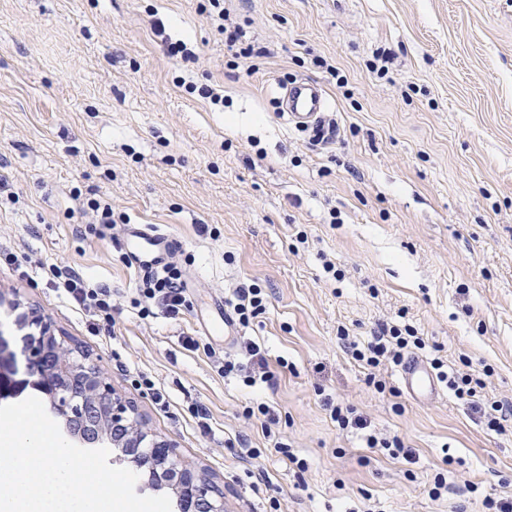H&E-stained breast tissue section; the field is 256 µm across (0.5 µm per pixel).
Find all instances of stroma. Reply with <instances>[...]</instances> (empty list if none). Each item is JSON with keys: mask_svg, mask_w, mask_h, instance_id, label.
I'll return each instance as SVG.
<instances>
[{"mask_svg": "<svg viewBox=\"0 0 512 512\" xmlns=\"http://www.w3.org/2000/svg\"><path fill=\"white\" fill-rule=\"evenodd\" d=\"M227 7L266 57L231 65L208 0H0V406L37 394L13 302L48 315L145 430L220 485L225 512H267L273 498L284 512H483L485 495H512V426L487 432L447 389L411 399L391 363L377 393L338 335L363 344L378 324L414 325L419 357L489 368L486 397L512 402V0ZM167 40L197 62L167 56ZM293 79L323 85L332 139L281 116ZM91 199L111 204V223ZM126 224L181 241V321L134 307L142 275L118 244ZM52 266L111 288L110 319L75 306ZM252 282L265 313L232 341L205 335L213 299ZM250 344L271 384L224 372L228 356L251 368ZM336 401L366 429H340ZM262 402L276 417L267 430L243 417ZM369 433L402 438L415 460L366 448ZM439 476L450 491L435 498Z\"/></svg>", "mask_w": 512, "mask_h": 512, "instance_id": "1", "label": "stroma"}]
</instances>
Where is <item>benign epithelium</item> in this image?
Masks as SVG:
<instances>
[{
	"label": "benign epithelium",
	"mask_w": 512,
	"mask_h": 512,
	"mask_svg": "<svg viewBox=\"0 0 512 512\" xmlns=\"http://www.w3.org/2000/svg\"><path fill=\"white\" fill-rule=\"evenodd\" d=\"M18 321L36 329L28 343V371L71 436L89 444L106 440L121 458L156 474L160 486L176 495L179 512H224L223 493L182 463L170 441L142 429L136 407L113 390L86 355L65 348L42 310L23 311Z\"/></svg>",
	"instance_id": "1"
}]
</instances>
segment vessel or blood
I'll return each mask as SVG.
<instances>
[{
  "label": "vessel or blood",
  "instance_id": "b4317fda",
  "mask_svg": "<svg viewBox=\"0 0 512 512\" xmlns=\"http://www.w3.org/2000/svg\"><path fill=\"white\" fill-rule=\"evenodd\" d=\"M283 115L294 127L316 128L328 110L329 104L322 85L314 80L302 79L288 85L283 97ZM122 247L131 265L139 272H153L164 267L181 249L180 241L171 234L145 224H127L123 227ZM217 319L204 321L207 335H236L223 300H216ZM402 383L417 400H427L439 393L437 382L422 361L409 359L401 369Z\"/></svg>",
  "mask_w": 512,
  "mask_h": 512
}]
</instances>
